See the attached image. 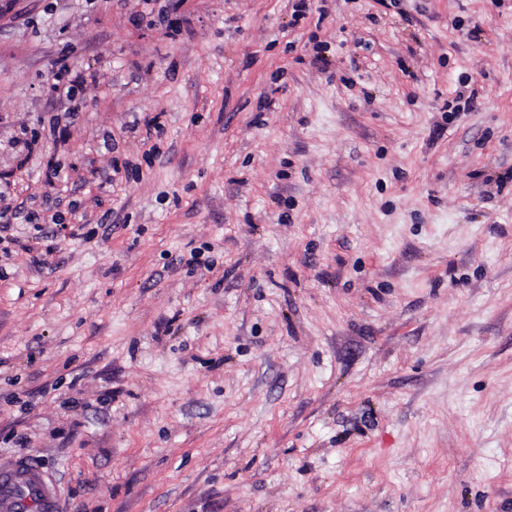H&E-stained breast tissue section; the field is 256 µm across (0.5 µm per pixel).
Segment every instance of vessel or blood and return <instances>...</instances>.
Listing matches in <instances>:
<instances>
[{
	"mask_svg": "<svg viewBox=\"0 0 512 512\" xmlns=\"http://www.w3.org/2000/svg\"><path fill=\"white\" fill-rule=\"evenodd\" d=\"M0 512H60L57 487L42 470L26 463L1 470Z\"/></svg>",
	"mask_w": 512,
	"mask_h": 512,
	"instance_id": "1",
	"label": "vessel or blood"
}]
</instances>
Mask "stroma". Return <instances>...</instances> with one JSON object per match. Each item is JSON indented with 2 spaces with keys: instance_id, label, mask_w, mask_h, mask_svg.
Wrapping results in <instances>:
<instances>
[{
  "instance_id": "stroma-1",
  "label": "stroma",
  "mask_w": 512,
  "mask_h": 512,
  "mask_svg": "<svg viewBox=\"0 0 512 512\" xmlns=\"http://www.w3.org/2000/svg\"><path fill=\"white\" fill-rule=\"evenodd\" d=\"M0 174L61 512H512V0H0ZM85 82V76L82 72L71 70L68 67H61L54 75V82L50 86V89L60 94L72 93L73 90L81 86Z\"/></svg>"
}]
</instances>
